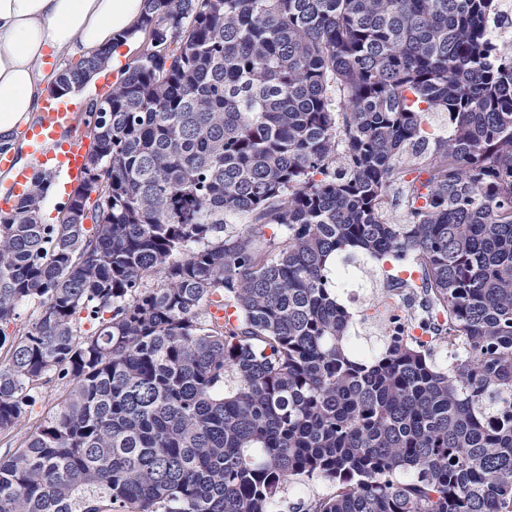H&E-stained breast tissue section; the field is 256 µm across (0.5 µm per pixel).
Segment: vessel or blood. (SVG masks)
Returning a JSON list of instances; mask_svg holds the SVG:
<instances>
[{"label": "vessel or blood", "mask_w": 512, "mask_h": 512, "mask_svg": "<svg viewBox=\"0 0 512 512\" xmlns=\"http://www.w3.org/2000/svg\"><path fill=\"white\" fill-rule=\"evenodd\" d=\"M76 126L77 114L73 107L50 99L45 101L42 112L26 129L32 151L31 164H18L14 153L0 150V169L11 175L9 188L0 193L1 212H9L27 191L34 168L47 167L48 171L71 184L81 181L89 150L85 141L76 135Z\"/></svg>", "instance_id": "b4317fda"}]
</instances>
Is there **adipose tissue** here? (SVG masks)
I'll return each instance as SVG.
<instances>
[{"label":"adipose tissue","instance_id":"ef3b65f1","mask_svg":"<svg viewBox=\"0 0 512 512\" xmlns=\"http://www.w3.org/2000/svg\"><path fill=\"white\" fill-rule=\"evenodd\" d=\"M143 0H0V146L39 111L46 55L108 51L121 67L123 36Z\"/></svg>","mask_w":512,"mask_h":512}]
</instances>
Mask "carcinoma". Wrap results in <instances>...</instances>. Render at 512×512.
<instances>
[{"instance_id":"obj_1","label":"carcinoma","mask_w":512,"mask_h":512,"mask_svg":"<svg viewBox=\"0 0 512 512\" xmlns=\"http://www.w3.org/2000/svg\"><path fill=\"white\" fill-rule=\"evenodd\" d=\"M143 2L92 228L76 189L41 222L42 174L0 213V433L68 384L0 512H272L314 478L308 512H512L501 0ZM331 491L330 487L320 479L306 481L304 484H294L286 491V498L288 503L298 507V504L306 501L309 496L327 494ZM291 505V506H292Z\"/></svg>"}]
</instances>
